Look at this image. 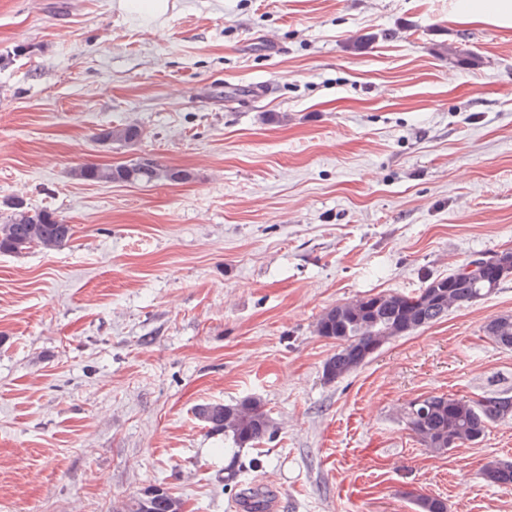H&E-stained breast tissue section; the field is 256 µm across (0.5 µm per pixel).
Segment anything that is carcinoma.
I'll return each mask as SVG.
<instances>
[{"label":"carcinoma","mask_w":512,"mask_h":512,"mask_svg":"<svg viewBox=\"0 0 512 512\" xmlns=\"http://www.w3.org/2000/svg\"><path fill=\"white\" fill-rule=\"evenodd\" d=\"M143 130L136 124L113 126L98 139L126 147L138 144ZM73 175L92 183L150 184L186 183L192 173L184 168L162 166L154 159L139 157L121 165L87 164ZM7 215L0 222V253L20 255L33 248L59 250L74 236L73 225L49 210H35L19 198L5 202ZM512 275V251L489 257L476 255L446 276L431 279L417 294L397 292L366 294L338 303L325 311L315 325L318 335L336 341V352L324 363L329 382L350 376L375 354L380 344L430 326L454 308L467 307L496 293ZM485 335L500 347L512 348V315L498 316L484 326ZM424 412L403 408L406 425L419 443L435 454L450 451L448 442L461 447L482 440L489 423L512 418V396L497 394L478 400L432 395L423 398ZM195 417L211 433L222 434L238 448H255L273 439L278 426L262 400L247 396L233 402L197 405ZM482 479L497 487L512 486V461L490 462ZM417 512H448L445 500L418 495ZM121 512H182V501L161 485L140 492Z\"/></svg>","instance_id":"1"}]
</instances>
